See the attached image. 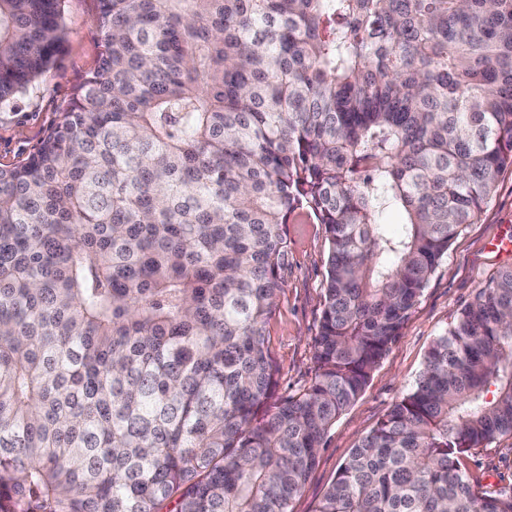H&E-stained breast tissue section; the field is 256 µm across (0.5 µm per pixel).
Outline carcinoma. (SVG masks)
I'll return each instance as SVG.
<instances>
[{
  "instance_id": "1",
  "label": "carcinoma",
  "mask_w": 512,
  "mask_h": 512,
  "mask_svg": "<svg viewBox=\"0 0 512 512\" xmlns=\"http://www.w3.org/2000/svg\"><path fill=\"white\" fill-rule=\"evenodd\" d=\"M61 2L0 0V110L61 52ZM96 25L94 71L0 168V512H290L512 167V0H99ZM298 217L328 255L315 376L283 398ZM504 434L512 268L317 512H512L460 467Z\"/></svg>"
}]
</instances>
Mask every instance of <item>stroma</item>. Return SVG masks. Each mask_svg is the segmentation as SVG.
<instances>
[{
  "label": "stroma",
  "instance_id": "35a3bbf8",
  "mask_svg": "<svg viewBox=\"0 0 512 512\" xmlns=\"http://www.w3.org/2000/svg\"><path fill=\"white\" fill-rule=\"evenodd\" d=\"M63 51L40 78L37 89L0 111V168L23 162L56 125L72 93L97 64L98 0H63ZM512 226V167L500 175L492 199L476 223L449 245L411 317L390 351L373 370L360 397L337 419L290 512H316L340 466L361 438L385 417L414 384L434 339L472 302L497 270L512 266L511 252L486 245ZM290 251L285 288L267 326L268 345L278 365V393L293 396L315 374L314 338L322 309L328 242L323 225L297 218L288 225ZM462 468L485 487H512V435L475 448Z\"/></svg>",
  "mask_w": 512,
  "mask_h": 512
}]
</instances>
